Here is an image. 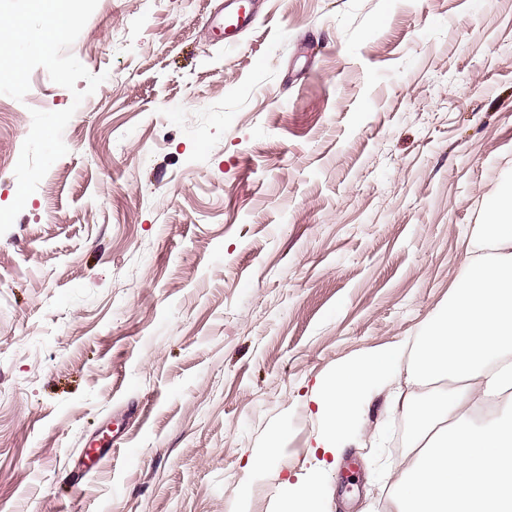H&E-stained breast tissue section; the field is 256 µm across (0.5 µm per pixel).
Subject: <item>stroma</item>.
Segmentation results:
<instances>
[{"label": "stroma", "instance_id": "stroma-1", "mask_svg": "<svg viewBox=\"0 0 512 512\" xmlns=\"http://www.w3.org/2000/svg\"><path fill=\"white\" fill-rule=\"evenodd\" d=\"M218 3L98 0L70 48L108 78L0 236V512H273L319 384L422 334L512 179V0H262L231 48ZM72 101L42 67L0 95V207L31 110ZM408 388L319 512H384Z\"/></svg>", "mask_w": 512, "mask_h": 512}]
</instances>
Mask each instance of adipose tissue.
Instances as JSON below:
<instances>
[{"label": "adipose tissue", "mask_w": 512, "mask_h": 512, "mask_svg": "<svg viewBox=\"0 0 512 512\" xmlns=\"http://www.w3.org/2000/svg\"><path fill=\"white\" fill-rule=\"evenodd\" d=\"M473 258L448 307L414 344L373 349L340 367L316 399L328 428L317 445L340 458L373 390L407 366L420 398L394 407L414 416L412 454L392 512H512V419L475 426L489 403L512 408V183L488 203ZM320 476L286 483L277 512H317Z\"/></svg>", "instance_id": "ef3b65f1"}]
</instances>
